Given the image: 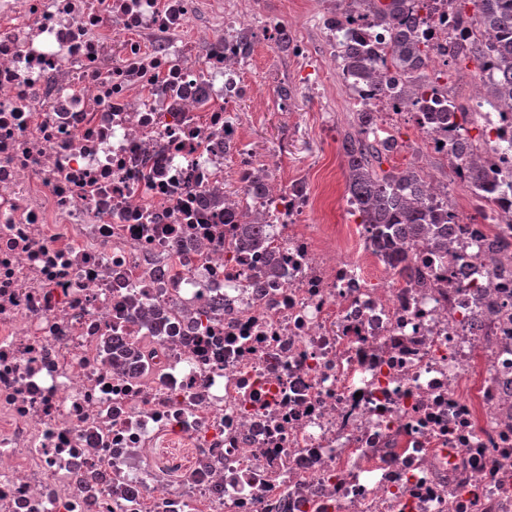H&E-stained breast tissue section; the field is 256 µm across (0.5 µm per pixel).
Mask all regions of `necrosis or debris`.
Instances as JSON below:
<instances>
[{
	"instance_id": "1",
	"label": "necrosis or debris",
	"mask_w": 512,
	"mask_h": 512,
	"mask_svg": "<svg viewBox=\"0 0 512 512\" xmlns=\"http://www.w3.org/2000/svg\"><path fill=\"white\" fill-rule=\"evenodd\" d=\"M428 86L486 38L424 0ZM199 25L207 51L181 40ZM330 51L385 36L364 14ZM246 0H0V512H512V113L465 102L448 248L409 269L362 224L307 218L246 144ZM356 110L403 109L357 82ZM480 159L484 184L467 183ZM258 223L269 250L239 244ZM154 346L111 366L104 337ZM178 440L170 486L144 449Z\"/></svg>"
}]
</instances>
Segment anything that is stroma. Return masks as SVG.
<instances>
[{"label":"stroma","mask_w":512,"mask_h":512,"mask_svg":"<svg viewBox=\"0 0 512 512\" xmlns=\"http://www.w3.org/2000/svg\"><path fill=\"white\" fill-rule=\"evenodd\" d=\"M254 19L266 26L285 22L292 38L302 41L308 54L295 58L256 41L243 65V79L258 87L262 98L248 97L237 106L248 114L246 140L253 155L263 156L270 145H279L290 174L302 177L316 189L321 204L310 215L313 224H346L354 217L340 192L345 186L340 132L353 120V109L343 87L337 85L334 66L324 39V17L315 0H257ZM290 99H282L281 88ZM399 145L384 160L383 170L414 168L440 183L450 178L444 158L425 151L419 133L404 119L395 131Z\"/></svg>","instance_id":"35a3bbf8"}]
</instances>
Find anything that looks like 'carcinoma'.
<instances>
[{"instance_id": "carcinoma-1", "label": "carcinoma", "mask_w": 512, "mask_h": 512, "mask_svg": "<svg viewBox=\"0 0 512 512\" xmlns=\"http://www.w3.org/2000/svg\"><path fill=\"white\" fill-rule=\"evenodd\" d=\"M366 12L389 36L391 60L404 80L394 98L412 106L421 105V84L426 77L427 44L418 36L422 19L411 0H348ZM484 28L492 34L486 41H474L467 47L448 45V57L492 61L498 78L483 86V93L506 112H512V0H474ZM377 54L365 45L348 48L338 68L358 80L368 82L377 92L386 90V79L377 73ZM429 118L449 124L457 109L454 100L448 109L433 111L422 105ZM377 117L371 112L354 114L353 130L344 134L340 148L345 159V184L361 223L374 226L371 245L385 261L396 266L405 262L404 246L420 239L443 251L448 246V210L436 205L429 196L431 187L413 169L385 171L383 160L395 148L394 139L375 136ZM111 361L134 360L139 354L122 347L104 345Z\"/></svg>"}]
</instances>
